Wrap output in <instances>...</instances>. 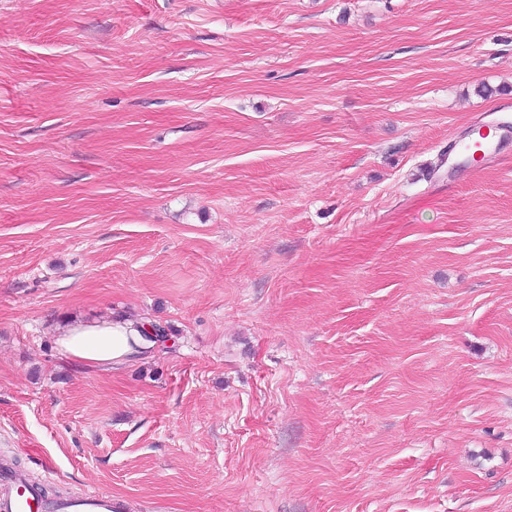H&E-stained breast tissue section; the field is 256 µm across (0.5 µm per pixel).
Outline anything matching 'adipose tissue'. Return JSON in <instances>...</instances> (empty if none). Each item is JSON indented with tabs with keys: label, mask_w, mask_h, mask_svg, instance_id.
Segmentation results:
<instances>
[{
	"label": "adipose tissue",
	"mask_w": 512,
	"mask_h": 512,
	"mask_svg": "<svg viewBox=\"0 0 512 512\" xmlns=\"http://www.w3.org/2000/svg\"><path fill=\"white\" fill-rule=\"evenodd\" d=\"M148 321L127 317L74 322L56 338L62 358L89 369L110 368L147 359L158 345Z\"/></svg>",
	"instance_id": "ef3b65f1"
}]
</instances>
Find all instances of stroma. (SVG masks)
<instances>
[{
    "label": "stroma",
    "instance_id": "obj_1",
    "mask_svg": "<svg viewBox=\"0 0 512 512\" xmlns=\"http://www.w3.org/2000/svg\"><path fill=\"white\" fill-rule=\"evenodd\" d=\"M508 105L512 0H0V458L124 512H512V147L444 162ZM115 316L167 340L60 357ZM156 339L164 341L165 330L153 325ZM148 321L127 317L94 322H73L57 335L60 356L89 369L109 368L147 359L158 345Z\"/></svg>",
    "mask_w": 512,
    "mask_h": 512
}]
</instances>
